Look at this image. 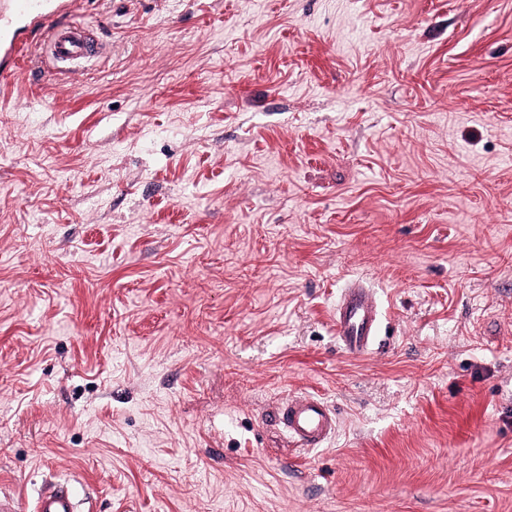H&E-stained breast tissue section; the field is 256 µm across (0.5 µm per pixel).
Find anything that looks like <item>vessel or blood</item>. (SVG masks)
I'll list each match as a JSON object with an SVG mask.
<instances>
[{
  "label": "vessel or blood",
  "instance_id": "vessel-or-blood-1",
  "mask_svg": "<svg viewBox=\"0 0 512 512\" xmlns=\"http://www.w3.org/2000/svg\"><path fill=\"white\" fill-rule=\"evenodd\" d=\"M66 8L60 0H0V77L9 78L23 64L13 25L26 17L37 23L39 46L49 72L65 75V63L94 58L99 46L84 25L61 21ZM336 339L347 353L368 354L379 336L380 312L377 301L362 281L343 288L336 303ZM274 419L289 437L304 449L325 445L336 433L337 415L323 400L298 395L280 403ZM36 512H78V500L71 489L56 484L42 492Z\"/></svg>",
  "mask_w": 512,
  "mask_h": 512
}]
</instances>
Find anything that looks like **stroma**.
<instances>
[{
	"instance_id": "35a3bbf8",
	"label": "stroma",
	"mask_w": 512,
	"mask_h": 512,
	"mask_svg": "<svg viewBox=\"0 0 512 512\" xmlns=\"http://www.w3.org/2000/svg\"><path fill=\"white\" fill-rule=\"evenodd\" d=\"M74 13L105 61L0 81L15 512H512V0ZM295 394L324 447L272 421ZM335 317L339 346L351 355L368 354L379 336L380 312L362 281H352L342 289ZM273 415L278 425L303 449L321 448L336 434L335 409L308 394L288 398L274 409ZM78 500L66 484L57 483L50 491L42 492L36 512H77Z\"/></svg>"
}]
</instances>
